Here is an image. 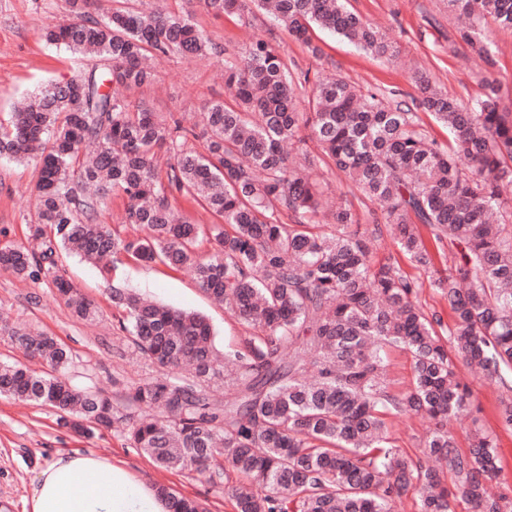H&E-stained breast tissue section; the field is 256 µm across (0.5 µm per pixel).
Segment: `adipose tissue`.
<instances>
[{"instance_id": "1", "label": "adipose tissue", "mask_w": 512, "mask_h": 512, "mask_svg": "<svg viewBox=\"0 0 512 512\" xmlns=\"http://www.w3.org/2000/svg\"><path fill=\"white\" fill-rule=\"evenodd\" d=\"M27 512H169L156 486L88 452L57 455L38 472Z\"/></svg>"}]
</instances>
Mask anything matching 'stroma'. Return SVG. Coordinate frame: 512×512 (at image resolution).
<instances>
[{"instance_id":"35a3bbf8","label":"stroma","mask_w":512,"mask_h":512,"mask_svg":"<svg viewBox=\"0 0 512 512\" xmlns=\"http://www.w3.org/2000/svg\"><path fill=\"white\" fill-rule=\"evenodd\" d=\"M166 6L175 13H190L199 29L223 45L227 54L222 58L175 56L156 61L154 83L129 91L128 96L145 99L158 112H182L192 117L206 102L223 98L224 63L241 61V50L252 38H273L286 62L325 74H341L364 90L380 87L412 93V68L416 65L449 94L465 101L482 93V80L488 76L512 86V30L490 27L495 63L487 65L456 37V26L464 24L466 18L449 14L446 0H348L352 11L379 25L397 42L400 56L393 62L372 58L322 31L313 35L322 54L313 57L260 11L244 22L234 15L214 16L202 0H167ZM73 18L72 0H0V125L8 124L14 106L25 98L95 68V59L49 43L44 37L47 27L69 23ZM39 169L38 160L33 158H0V248L29 243V227L38 221ZM374 259L393 262L408 278L421 282L419 302L424 310L437 312L443 323H450L447 298L427 287V272L399 251L391 237L381 239ZM58 266L76 288L100 306L103 317L99 322L75 319L58 300L50 276L21 281L1 271L0 315L13 326L43 332L64 343L72 355L66 374L75 385L111 394L162 375L178 376L177 371L134 353L127 336L118 329L119 313L110 298L116 287L205 315L217 346L239 342L247 334L231 312L201 290L191 270L174 271L125 258L104 271L65 253L59 256ZM457 372L471 389L476 414L454 422L455 442L459 449H467L476 427L491 434L500 448V479L512 484V431L504 429L498 418L507 392L466 366H458ZM74 451L94 452L125 463L147 483L163 484L177 494L197 499L206 512H233L223 487L209 484L187 468L157 469L138 449L128 447L119 431L101 428L93 435L79 436L60 426L50 409L5 396H0V512H25L40 467L56 454Z\"/></svg>"}]
</instances>
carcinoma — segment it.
I'll list each match as a JSON object with an SVG mask.
<instances>
[{"label": "carcinoma", "mask_w": 512, "mask_h": 512, "mask_svg": "<svg viewBox=\"0 0 512 512\" xmlns=\"http://www.w3.org/2000/svg\"><path fill=\"white\" fill-rule=\"evenodd\" d=\"M468 17L456 29L475 54L492 59L485 24L512 30V0H447ZM215 16L241 18L256 7L317 55L313 32L339 35L391 61L398 46L351 11L346 0H203ZM46 39L87 54L100 72L29 97L0 128V157L41 164L37 247L1 248L0 269L20 278L44 273L82 321L101 312L57 270L61 250L87 262L124 255L171 270L191 268L201 289L251 329L224 347L221 370L205 316L160 306L127 288L112 289L120 330L144 358L188 375L154 380L114 397L81 389L65 376L70 351L55 338L0 323V335L48 367L38 374L0 362V395L47 407L59 423L90 435L116 426L127 445L162 469L194 470L227 487L235 512H394L409 491L417 512H452L446 475L469 512H512V485L491 490L501 472L498 444L476 428L461 452L448 424L472 413L459 359L506 386L512 372V90L485 80L462 102L414 75L411 103L381 88L365 91L342 76L293 73L271 42L256 38L243 63H228L232 100H214L189 125L102 86L139 88L155 78L150 61L219 55L190 14L120 6L104 16L81 11ZM448 129L430 137L419 112ZM205 137V151L189 141ZM314 142L322 155L308 150ZM166 151L165 166L159 152ZM329 159L359 194L377 205L360 224L343 201L324 197L310 170ZM126 200L124 223L138 238L98 222L105 199ZM180 196L218 223L179 216ZM289 222H284L283 217ZM460 247L444 270L428 242ZM55 240L45 238V228ZM389 230L399 249L429 273L453 320L418 305L423 284L394 263L373 265L370 243ZM211 249L197 251L201 240ZM405 350L413 380L389 391L387 354ZM316 376L309 377V369ZM228 378L231 396L210 398ZM424 415L433 427L413 458L391 440L387 419ZM437 465L431 466L427 459ZM173 512H205L195 499L160 485Z\"/></svg>", "instance_id": "carcinoma-1"}]
</instances>
